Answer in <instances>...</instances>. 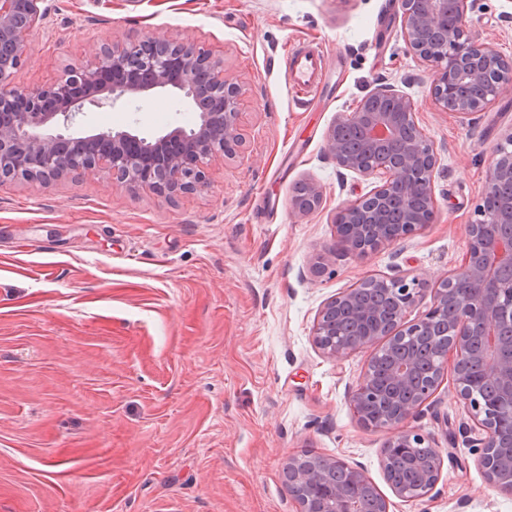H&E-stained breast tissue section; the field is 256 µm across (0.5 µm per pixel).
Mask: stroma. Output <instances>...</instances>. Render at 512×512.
Segmentation results:
<instances>
[{
    "label": "stroma",
    "mask_w": 512,
    "mask_h": 512,
    "mask_svg": "<svg viewBox=\"0 0 512 512\" xmlns=\"http://www.w3.org/2000/svg\"><path fill=\"white\" fill-rule=\"evenodd\" d=\"M21 85L52 79L123 35L180 38L223 54L247 89L244 149L208 188L168 202L104 173L49 185L0 184V512H295L286 457L333 455L364 467L390 512H512L463 444L451 386L408 427L440 448L430 496L394 497L383 434L349 403L369 353L337 363L314 346L322 304L400 266L434 287L467 250L489 155L512 129V95L472 119L440 110L431 72L408 48L391 0H44ZM512 0H475L467 24L512 59ZM322 58L320 93L293 92L291 49ZM412 97L437 154L432 224L403 247L338 254L342 200L372 181L339 175L324 150L338 113L376 80ZM196 120L180 95L92 109L75 132L153 137ZM322 186L295 220L294 187Z\"/></svg>",
    "instance_id": "obj_1"
}]
</instances>
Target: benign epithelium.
Here are the masks:
<instances>
[{
    "label": "benign epithelium",
    "instance_id": "benign-epithelium-1",
    "mask_svg": "<svg viewBox=\"0 0 512 512\" xmlns=\"http://www.w3.org/2000/svg\"><path fill=\"white\" fill-rule=\"evenodd\" d=\"M43 2L0 0V181L46 185L104 172L117 185L171 202L206 189L209 166L241 153L240 119L249 106L243 85L227 72L223 57L180 38L113 40L84 61L64 64L49 83L17 84L14 76L28 61L27 36L45 16ZM472 2L395 0L408 47L431 67L434 103L463 118L512 94V60L467 26ZM169 87L198 112L192 126L152 138L127 131L69 133L86 108L141 101ZM325 152L338 168L366 180L378 178L380 184L337 207V247L316 257L314 273L335 262L338 248L362 257L404 242L434 222L436 150L422 133L413 99L399 87L379 83L355 110L338 114L326 131ZM507 182L512 183V129L492 151L477 219L466 225L465 258L432 289L433 306L423 318L406 321L423 292L419 279L368 276L363 282L392 294L397 304L392 320L358 305L356 284L330 297L312 327L315 347L341 362L356 351L374 356L409 336H424L436 319L446 318L450 338L430 384L403 397L413 387L414 359L407 355L390 372L391 394L379 413H374L371 371L350 392L359 423L386 434L381 469L404 502L421 500L434 489L441 452L420 468L422 481L414 487L391 478L389 459L409 456L429 443L405 423L422 411L449 374L468 411L469 421L459 431L473 448L477 467L491 487L512 494V452L495 454L502 432L512 430V278L503 277V270L512 271V197L489 206ZM298 188L290 211L303 218L321 207L323 189L310 180ZM282 470L296 512H390L387 498L363 495L371 483L364 469L338 456H290Z\"/></svg>",
    "mask_w": 512,
    "mask_h": 512
}]
</instances>
